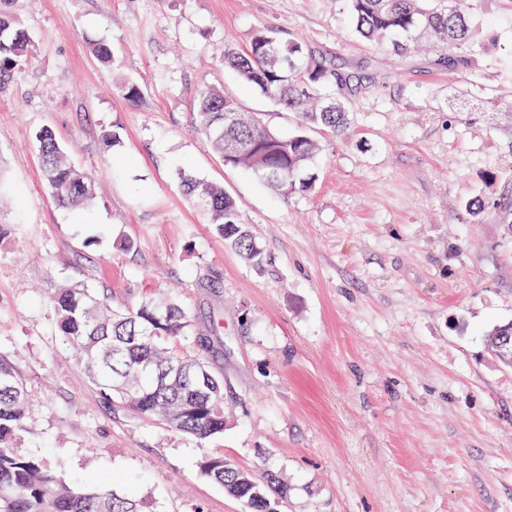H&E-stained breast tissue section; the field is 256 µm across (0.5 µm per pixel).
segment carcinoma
<instances>
[{
    "label": "carcinoma",
    "mask_w": 512,
    "mask_h": 512,
    "mask_svg": "<svg viewBox=\"0 0 512 512\" xmlns=\"http://www.w3.org/2000/svg\"><path fill=\"white\" fill-rule=\"evenodd\" d=\"M355 35L376 49L408 47L425 40L440 48L437 65L450 73L472 70L474 47L483 28L472 20L468 0H345ZM32 39L20 27L11 0H0V83L12 80L28 56ZM224 66L276 105L297 115L288 137L241 109L217 87L198 97L201 132L228 164L245 169L283 196L312 187L306 163L319 151L315 129L342 133L348 109L333 88L355 75L337 68L333 58L311 44L273 28L255 31L248 45L224 51ZM46 182L58 204L83 209L94 199L91 180L76 169L55 134L35 136ZM186 194L224 243L253 267L266 257L251 230L239 222L235 201L224 188L181 175ZM60 339L111 400L199 440L224 432V379L213 372L207 354L213 338L196 330L190 314L175 299L156 295L137 307L118 310L109 296L91 286L63 285L51 299ZM489 344L500 345L512 362V323L491 331ZM32 410L14 369L0 363V512H143L134 497L107 491L98 476L66 480L36 453L22 454L13 441ZM201 476L245 506V512H278L288 484L268 469L262 476L241 469L222 455L199 462Z\"/></svg>",
    "instance_id": "obj_1"
}]
</instances>
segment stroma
<instances>
[{"instance_id":"35a3bbf8","label":"stroma","mask_w":512,"mask_h":512,"mask_svg":"<svg viewBox=\"0 0 512 512\" xmlns=\"http://www.w3.org/2000/svg\"><path fill=\"white\" fill-rule=\"evenodd\" d=\"M469 4L493 41L452 78L436 52L363 44L343 0H13L34 40L0 86V361L35 403L17 447L67 479L107 475L144 512H244L200 475L207 455L282 471V512H512V366L487 343L512 322V70L497 50L512 0ZM262 26L356 75L349 127L314 131L315 184L286 198L225 164L196 117L199 91L218 86L296 130L222 65ZM43 128L95 182L88 211L54 200ZM181 168L223 185L265 271L207 224ZM64 282L122 307L168 292L215 332L223 434L200 441L105 400L57 334Z\"/></svg>"}]
</instances>
